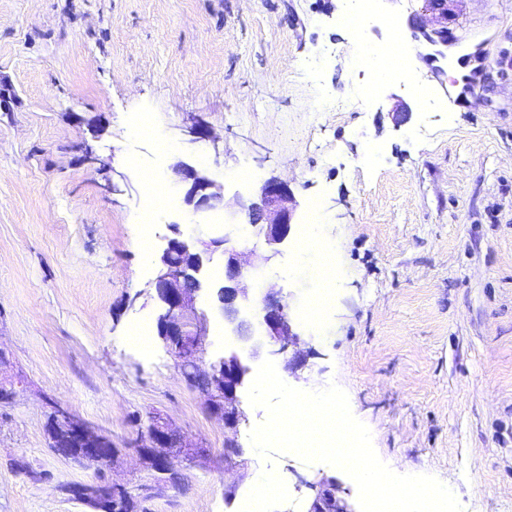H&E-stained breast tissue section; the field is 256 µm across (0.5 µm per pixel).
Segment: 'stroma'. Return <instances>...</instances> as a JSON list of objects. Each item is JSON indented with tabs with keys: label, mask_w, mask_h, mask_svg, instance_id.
<instances>
[{
	"label": "stroma",
	"mask_w": 512,
	"mask_h": 512,
	"mask_svg": "<svg viewBox=\"0 0 512 512\" xmlns=\"http://www.w3.org/2000/svg\"><path fill=\"white\" fill-rule=\"evenodd\" d=\"M423 5L373 0L368 47ZM448 26L488 40L472 101L402 119L414 83L445 87L418 62L370 94L336 0H0V84L15 97L0 111V379L26 381L0 407V512H85L63 487L95 473L50 449V400L111 436L112 476L151 486L146 512H240L258 474L284 488L274 512H310L324 481L358 512L342 469L260 459L250 432L267 413L244 389L243 455L226 466L223 424L161 340L128 341L156 328L150 283L172 225L209 239L269 176L298 207L263 286L286 297L306 363L264 352L250 369L269 359L291 387L336 384L390 469L452 486L463 512H512V0H450ZM197 121L212 140L190 142ZM181 160L223 182V211L192 220L180 202L142 224L144 172L171 184ZM313 207L330 282L302 244ZM155 411L206 450L176 486L130 446Z\"/></svg>",
	"instance_id": "1"
}]
</instances>
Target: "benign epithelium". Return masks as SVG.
<instances>
[{
  "label": "benign epithelium",
  "instance_id": "1",
  "mask_svg": "<svg viewBox=\"0 0 512 512\" xmlns=\"http://www.w3.org/2000/svg\"><path fill=\"white\" fill-rule=\"evenodd\" d=\"M451 0H424V11L431 17L419 18L414 23L416 40L433 49V60L448 56V3ZM176 180L183 185L184 204L193 216L224 208V185L212 179L203 169L185 161L173 166ZM296 198L291 186L270 176L261 181L257 198L243 206L246 223L251 231L264 239L272 254L288 240ZM238 222L222 224L219 234L204 241L186 236L178 225H172L174 237L167 239L157 262L151 282L160 306L156 332L165 349L174 356L176 367L185 383L200 393L212 415L224 422V428L233 432L247 421L238 392L244 386L249 367L241 356L233 352L204 368L202 355L208 347L212 315L224 319L238 340L255 357L268 347L272 355H285L297 344L289 305L281 292L270 291L259 297L249 293L244 281L249 273L270 260L251 251L238 250ZM224 256V281L210 282L206 278V263L217 251ZM211 292L212 307L197 305L199 292ZM50 414L67 431L63 438L51 443L52 451L72 467L98 468L108 459L100 443L103 434L86 421L60 406H51ZM136 447L148 467L156 474H166L177 461L195 463L204 455V449L188 441L171 422L159 413L149 416L146 430L141 432ZM128 493L126 486L105 479L100 490L80 502L90 512H109L112 495ZM311 512H349L331 490H325L313 503Z\"/></svg>",
  "mask_w": 512,
  "mask_h": 512
}]
</instances>
